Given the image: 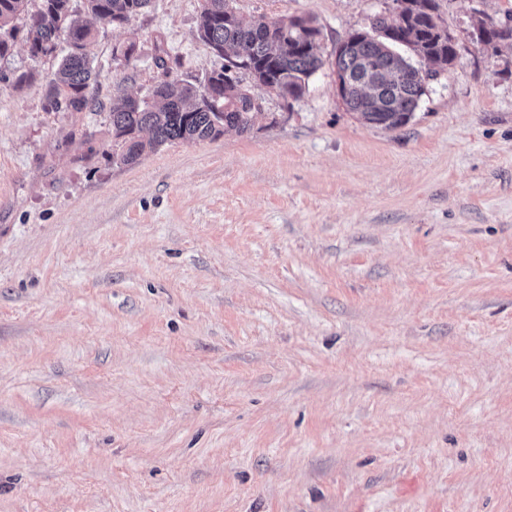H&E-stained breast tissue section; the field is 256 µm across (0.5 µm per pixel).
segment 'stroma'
I'll return each mask as SVG.
<instances>
[{
    "label": "stroma",
    "instance_id": "obj_1",
    "mask_svg": "<svg viewBox=\"0 0 512 512\" xmlns=\"http://www.w3.org/2000/svg\"><path fill=\"white\" fill-rule=\"evenodd\" d=\"M457 57L410 122L363 123L336 46L251 129L115 159L107 112H48L26 19L0 60V512H512V0H437ZM201 0L95 22L102 102L199 83ZM135 43L130 61L114 47ZM491 19L478 17L474 23L477 40L484 45H495L504 38L507 32L512 39V27L502 26L498 23L488 22Z\"/></svg>",
    "mask_w": 512,
    "mask_h": 512
}]
</instances>
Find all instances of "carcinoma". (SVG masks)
Here are the masks:
<instances>
[{"instance_id": "carcinoma-1", "label": "carcinoma", "mask_w": 512, "mask_h": 512, "mask_svg": "<svg viewBox=\"0 0 512 512\" xmlns=\"http://www.w3.org/2000/svg\"><path fill=\"white\" fill-rule=\"evenodd\" d=\"M32 2L0 0V58L11 54L17 35L14 21L22 15L27 19L31 57L50 56L65 42L68 50L49 80L44 109L83 112L108 108L113 138L121 149L118 160L124 165L174 141L216 139L227 129L249 131L255 112L243 76L254 83L260 76L272 79L298 99L322 66L313 40L319 28L313 21H247L237 13L233 0H202L197 36L237 69V86H224L221 68L210 72L199 85L172 81L163 94L149 101L123 97L106 105L90 92L97 72L85 46L93 30L77 15L82 12L107 23L123 24L142 13L151 0H82L80 12L72 8V0H40V7L31 12ZM411 3L400 26L378 17L373 26L388 30L385 36L354 30L336 56L338 78L366 76L376 83L374 89L364 82L351 83L343 95L348 110L364 123L386 130L406 126L424 94L416 77L418 67L393 52L391 46L411 44L417 56L443 66L456 58L455 43L440 23L435 0ZM474 29L477 40L485 45L497 44L506 34L512 37V27L482 17L476 19Z\"/></svg>"}]
</instances>
